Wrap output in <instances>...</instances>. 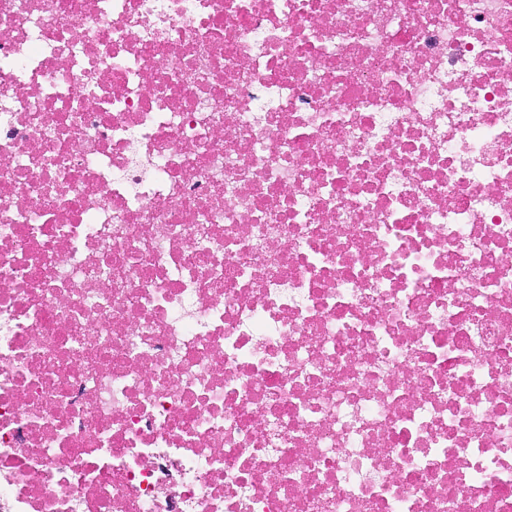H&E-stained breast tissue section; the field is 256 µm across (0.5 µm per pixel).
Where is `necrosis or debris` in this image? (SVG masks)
Masks as SVG:
<instances>
[{"mask_svg": "<svg viewBox=\"0 0 512 512\" xmlns=\"http://www.w3.org/2000/svg\"><path fill=\"white\" fill-rule=\"evenodd\" d=\"M0 512H512V0H0Z\"/></svg>", "mask_w": 512, "mask_h": 512, "instance_id": "1", "label": "necrosis or debris"}]
</instances>
